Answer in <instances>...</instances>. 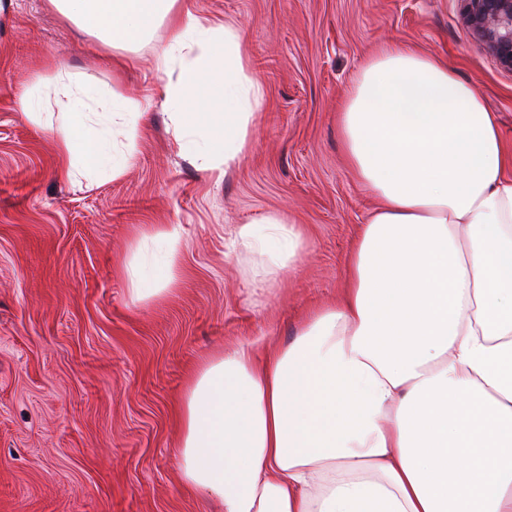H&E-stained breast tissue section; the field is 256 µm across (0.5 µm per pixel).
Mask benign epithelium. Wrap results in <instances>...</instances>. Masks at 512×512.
<instances>
[{
  "instance_id": "benign-epithelium-1",
  "label": "benign epithelium",
  "mask_w": 512,
  "mask_h": 512,
  "mask_svg": "<svg viewBox=\"0 0 512 512\" xmlns=\"http://www.w3.org/2000/svg\"><path fill=\"white\" fill-rule=\"evenodd\" d=\"M461 19L479 50L512 72V0H460Z\"/></svg>"
}]
</instances>
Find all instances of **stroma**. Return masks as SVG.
I'll return each mask as SVG.
<instances>
[{
  "instance_id": "obj_1",
  "label": "stroma",
  "mask_w": 512,
  "mask_h": 512,
  "mask_svg": "<svg viewBox=\"0 0 512 512\" xmlns=\"http://www.w3.org/2000/svg\"><path fill=\"white\" fill-rule=\"evenodd\" d=\"M237 26L266 101L222 183L182 157L161 107L152 38L122 61L49 0H0V512H215L180 479L175 409L200 359L288 345L335 300L372 206L347 164L336 109L363 61L399 43L445 61L512 150V72L480 51L460 0H192ZM147 102L134 162L71 182L19 99L55 64ZM307 245L276 279L228 245L269 213ZM156 224H178L175 290L133 298L124 268Z\"/></svg>"
}]
</instances>
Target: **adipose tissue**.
<instances>
[{
  "instance_id": "adipose-tissue-1",
  "label": "adipose tissue",
  "mask_w": 512,
  "mask_h": 512,
  "mask_svg": "<svg viewBox=\"0 0 512 512\" xmlns=\"http://www.w3.org/2000/svg\"><path fill=\"white\" fill-rule=\"evenodd\" d=\"M51 3L125 52L167 25L156 69L181 153L217 183L238 166L265 92L236 26L189 0ZM54 94L70 100L50 124L59 173L121 176L141 103L113 92L98 111L59 65L19 108L42 121ZM338 118L376 201L346 286L288 346L260 359L242 344L192 373L177 412L181 480L220 512H512V157L498 121L445 62L398 44L364 62ZM181 239L179 225L160 227V261L128 262L136 300L167 293ZM232 244L275 277L306 239L271 213L238 225Z\"/></svg>"
}]
</instances>
